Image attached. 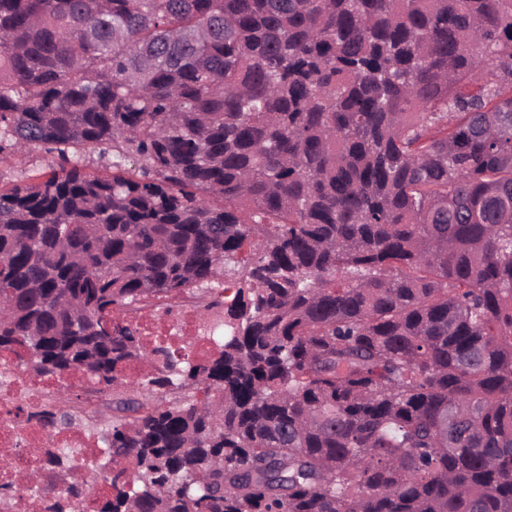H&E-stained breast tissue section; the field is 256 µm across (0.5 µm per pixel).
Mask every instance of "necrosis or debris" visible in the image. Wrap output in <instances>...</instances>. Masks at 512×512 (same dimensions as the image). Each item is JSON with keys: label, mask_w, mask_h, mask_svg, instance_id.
<instances>
[{"label": "necrosis or debris", "mask_w": 512, "mask_h": 512, "mask_svg": "<svg viewBox=\"0 0 512 512\" xmlns=\"http://www.w3.org/2000/svg\"><path fill=\"white\" fill-rule=\"evenodd\" d=\"M134 325L146 343L161 341L179 348L193 336L197 342L190 352L196 359H204L210 351L198 339L203 321L195 310L178 308L169 314L156 305ZM54 391V381L34 376L18 367L14 358L0 354V485H10L12 490L0 503V512H47L61 487L80 489L93 481L92 464L102 450L98 439L80 428L47 432L36 422L20 418L21 412L39 406ZM42 448H75L81 461L66 476H47L39 485L27 486L21 476L37 468Z\"/></svg>", "instance_id": "obj_1"}]
</instances>
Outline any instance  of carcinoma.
Instances as JSON below:
<instances>
[{
	"instance_id": "obj_1",
	"label": "carcinoma",
	"mask_w": 512,
	"mask_h": 512,
	"mask_svg": "<svg viewBox=\"0 0 512 512\" xmlns=\"http://www.w3.org/2000/svg\"><path fill=\"white\" fill-rule=\"evenodd\" d=\"M7 150L0 352L115 390L98 512H512V0H0ZM185 294L204 362L123 317ZM54 159L44 152L0 155V186L10 182H38L49 176Z\"/></svg>"
}]
</instances>
